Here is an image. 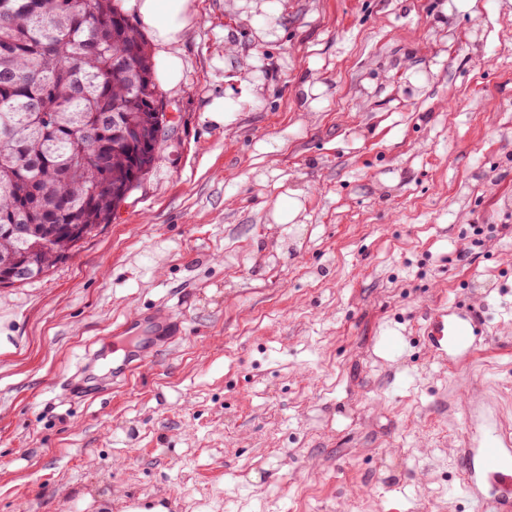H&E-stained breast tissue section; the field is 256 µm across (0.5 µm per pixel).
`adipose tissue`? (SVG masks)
Segmentation results:
<instances>
[{
    "label": "adipose tissue",
    "instance_id": "obj_1",
    "mask_svg": "<svg viewBox=\"0 0 512 512\" xmlns=\"http://www.w3.org/2000/svg\"><path fill=\"white\" fill-rule=\"evenodd\" d=\"M140 30L150 34L160 46L157 75L168 87L178 86L183 77L184 62L175 47L199 21L193 0H128Z\"/></svg>",
    "mask_w": 512,
    "mask_h": 512
}]
</instances>
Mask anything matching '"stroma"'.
I'll return each instance as SVG.
<instances>
[{
  "instance_id": "1",
  "label": "stroma",
  "mask_w": 512,
  "mask_h": 512,
  "mask_svg": "<svg viewBox=\"0 0 512 512\" xmlns=\"http://www.w3.org/2000/svg\"><path fill=\"white\" fill-rule=\"evenodd\" d=\"M278 2L268 38L196 0L177 138L0 286V512H477L459 450L512 427V0ZM231 76L256 99L217 124ZM453 303L485 322L445 362L424 326Z\"/></svg>"
}]
</instances>
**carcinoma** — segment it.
Returning <instances> with one entry per match:
<instances>
[{"label": "carcinoma", "mask_w": 512, "mask_h": 512, "mask_svg": "<svg viewBox=\"0 0 512 512\" xmlns=\"http://www.w3.org/2000/svg\"><path fill=\"white\" fill-rule=\"evenodd\" d=\"M119 0H0V272L67 258L69 225L109 224L158 159L112 123L154 127L161 92Z\"/></svg>", "instance_id": "carcinoma-1"}]
</instances>
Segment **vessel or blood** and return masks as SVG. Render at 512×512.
<instances>
[{"label":"vessel or blood","instance_id":"1","mask_svg":"<svg viewBox=\"0 0 512 512\" xmlns=\"http://www.w3.org/2000/svg\"><path fill=\"white\" fill-rule=\"evenodd\" d=\"M480 323L477 309L443 308L429 315L425 335L434 355L444 359L449 352L468 349L470 338ZM510 453L512 433L499 427L480 447L466 449L460 457L466 493H473L481 478L497 488L498 493L490 502L494 512H512V463L505 460Z\"/></svg>","mask_w":512,"mask_h":512}]
</instances>
